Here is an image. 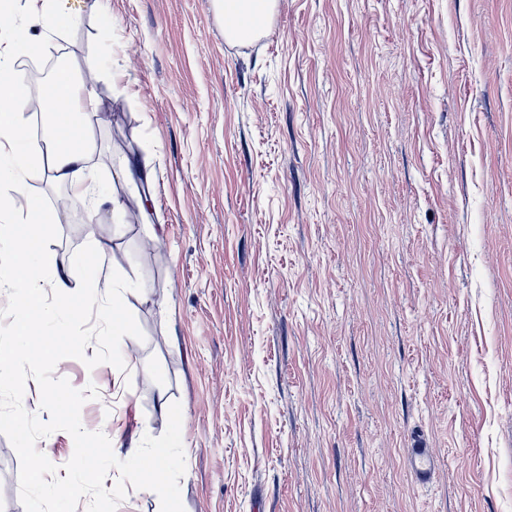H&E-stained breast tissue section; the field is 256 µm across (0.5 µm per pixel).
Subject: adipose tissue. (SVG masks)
<instances>
[{"instance_id": "adipose-tissue-1", "label": "adipose tissue", "mask_w": 512, "mask_h": 512, "mask_svg": "<svg viewBox=\"0 0 512 512\" xmlns=\"http://www.w3.org/2000/svg\"><path fill=\"white\" fill-rule=\"evenodd\" d=\"M82 2L25 0L28 16L40 21V29L32 31L22 23L0 33V187L23 193L27 172L38 165L49 172L71 202L83 203L94 211L104 196L92 164L96 143L86 134L89 118L97 110L90 82L78 80L70 70L59 72L49 82L50 92L43 97V135L39 148L34 150L29 146V127L24 117L27 94L13 68L19 53L60 34L78 17ZM219 8L228 37L241 40L267 29L276 0H221ZM66 125L81 130V138L65 135L62 128ZM12 261L20 271L11 282L18 310L13 335L0 338V368L13 371L15 386L20 389L27 376L17 371L14 353L18 347L35 342L29 314L39 307L43 289L52 283L47 272L53 262L26 237L17 239Z\"/></svg>"}]
</instances>
